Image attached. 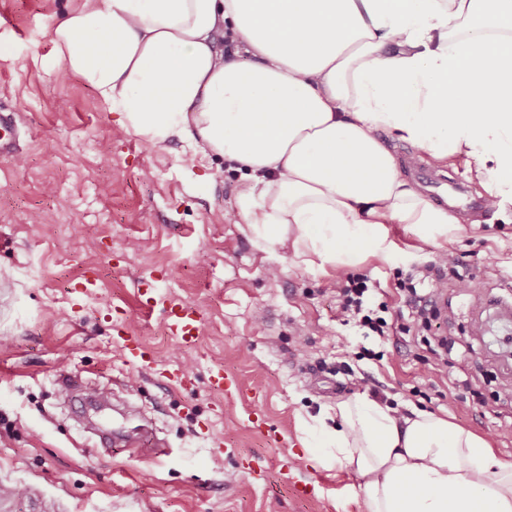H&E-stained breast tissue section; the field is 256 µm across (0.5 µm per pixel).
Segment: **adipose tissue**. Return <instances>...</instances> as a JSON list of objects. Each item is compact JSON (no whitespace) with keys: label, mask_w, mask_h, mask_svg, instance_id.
<instances>
[{"label":"adipose tissue","mask_w":512,"mask_h":512,"mask_svg":"<svg viewBox=\"0 0 512 512\" xmlns=\"http://www.w3.org/2000/svg\"><path fill=\"white\" fill-rule=\"evenodd\" d=\"M53 40L117 133L236 164L239 223L307 268L390 257L393 224L440 246L462 229L379 132L477 157L491 207L512 194V0H77ZM304 445L357 477L365 512H512V461L427 411L358 395Z\"/></svg>","instance_id":"1"}]
</instances>
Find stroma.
Instances as JSON below:
<instances>
[{"label": "stroma", "mask_w": 512, "mask_h": 512, "mask_svg": "<svg viewBox=\"0 0 512 512\" xmlns=\"http://www.w3.org/2000/svg\"><path fill=\"white\" fill-rule=\"evenodd\" d=\"M72 6L0 0V110L22 130L19 160L0 159V512H364L355 475L313 466L303 447L311 417L361 394L446 417L512 461V200L481 206L476 159L440 170L382 134L424 193L423 174L461 177L446 207L466 225L429 283L443 298L427 336L447 337V349L364 336L337 317L340 278L297 266L288 250L260 251L237 223L239 173L205 180L186 144L117 134L83 81L57 79L52 30ZM390 238V258L356 271L379 282L397 324V271L439 248L402 224ZM89 275L96 288L73 299ZM143 289L200 311L193 346L176 343L161 310L141 309ZM117 326L140 338L149 364L124 361ZM365 348L376 358H361ZM217 367L236 391L210 387ZM181 368L186 386L166 384ZM66 381L108 396L103 426L148 419L164 455L97 447ZM299 483L316 489L298 496Z\"/></svg>", "instance_id": "obj_1"}]
</instances>
